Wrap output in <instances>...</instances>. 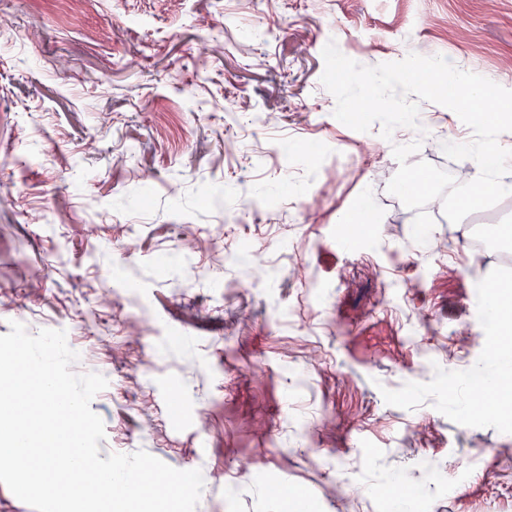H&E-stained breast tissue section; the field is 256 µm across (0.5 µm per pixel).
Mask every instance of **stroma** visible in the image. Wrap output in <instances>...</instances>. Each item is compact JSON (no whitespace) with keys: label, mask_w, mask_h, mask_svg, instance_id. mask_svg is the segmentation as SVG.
Listing matches in <instances>:
<instances>
[{"label":"stroma","mask_w":512,"mask_h":512,"mask_svg":"<svg viewBox=\"0 0 512 512\" xmlns=\"http://www.w3.org/2000/svg\"><path fill=\"white\" fill-rule=\"evenodd\" d=\"M0 334L62 330L108 387L100 458L200 469L196 512H512V407L461 404L512 339L478 293L512 282V195L415 243L393 144L465 182L428 135L333 115L322 50L414 52L512 82V0H0ZM369 209L364 240L346 220ZM261 253L271 262L256 270ZM55 274L31 287L32 270ZM255 460L240 473L234 452ZM345 489L344 509L333 494Z\"/></svg>","instance_id":"1"}]
</instances>
